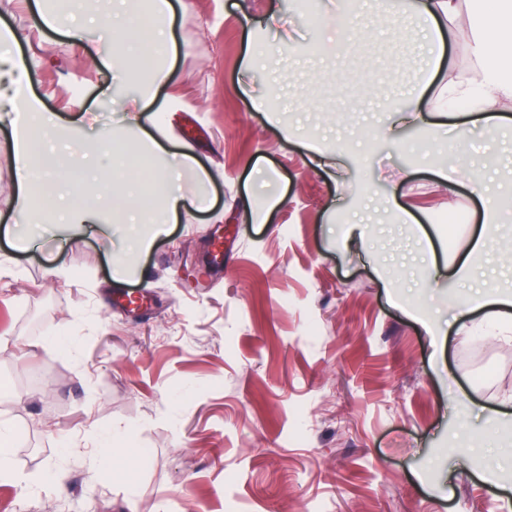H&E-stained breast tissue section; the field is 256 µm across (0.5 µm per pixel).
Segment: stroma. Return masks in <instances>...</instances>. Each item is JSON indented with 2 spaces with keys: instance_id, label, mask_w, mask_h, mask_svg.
<instances>
[{
  "instance_id": "35a3bbf8",
  "label": "stroma",
  "mask_w": 512,
  "mask_h": 512,
  "mask_svg": "<svg viewBox=\"0 0 512 512\" xmlns=\"http://www.w3.org/2000/svg\"><path fill=\"white\" fill-rule=\"evenodd\" d=\"M172 3L177 51L151 59L170 72L151 101L160 166L178 176L188 152L214 178L125 281L108 237L67 224L23 249L5 237L24 218L0 121V422L15 473L0 512H512V327L461 316L483 292L512 296V104L492 120L443 105L475 72L470 0L434 76L416 16L380 0L351 15L342 0ZM2 25L26 36L22 93L59 142L90 154L114 133L126 156L145 149L112 107L145 86L108 24L74 45L0 0ZM111 178L105 160L90 181L75 159L58 174L87 208ZM95 431L128 478L93 473ZM56 467L59 490L35 491Z\"/></svg>"
}]
</instances>
